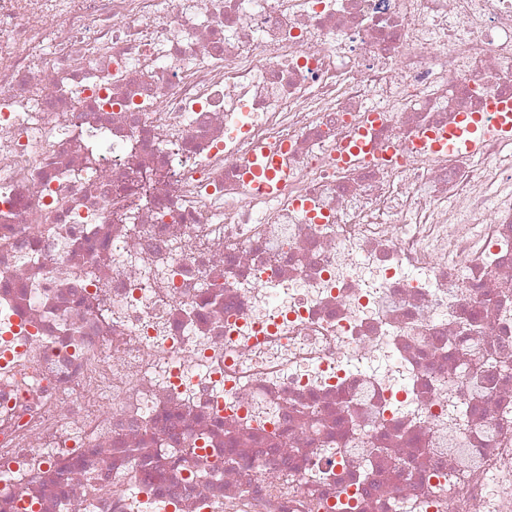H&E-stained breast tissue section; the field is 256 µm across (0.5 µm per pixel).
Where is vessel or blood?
Returning a JSON list of instances; mask_svg holds the SVG:
<instances>
[{"label": "vessel or blood", "mask_w": 512, "mask_h": 512, "mask_svg": "<svg viewBox=\"0 0 512 512\" xmlns=\"http://www.w3.org/2000/svg\"><path fill=\"white\" fill-rule=\"evenodd\" d=\"M512 137V101L496 98L490 101L488 113L467 114L461 117L457 126L440 132L430 133L424 138L432 149L444 152L468 154L478 153L485 138L490 134ZM277 161L265 157L262 164L253 168L251 177L262 184L266 191L278 189L276 180Z\"/></svg>", "instance_id": "b4317fda"}]
</instances>
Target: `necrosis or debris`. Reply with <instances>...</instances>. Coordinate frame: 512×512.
Wrapping results in <instances>:
<instances>
[{"label": "necrosis or debris", "mask_w": 512, "mask_h": 512, "mask_svg": "<svg viewBox=\"0 0 512 512\" xmlns=\"http://www.w3.org/2000/svg\"><path fill=\"white\" fill-rule=\"evenodd\" d=\"M494 97L512 0H0V512H512ZM489 111L466 114L461 117L457 126L440 133L427 134L421 142L428 143L433 150L476 154L483 140L492 133L505 138L512 137V101L495 98L489 103ZM488 114L493 115L491 121L488 120ZM263 158V163L253 168L249 178L254 179L256 183L262 184V187L267 192H273L279 188L275 173L277 161L275 157L264 156Z\"/></svg>", "instance_id": "1"}]
</instances>
